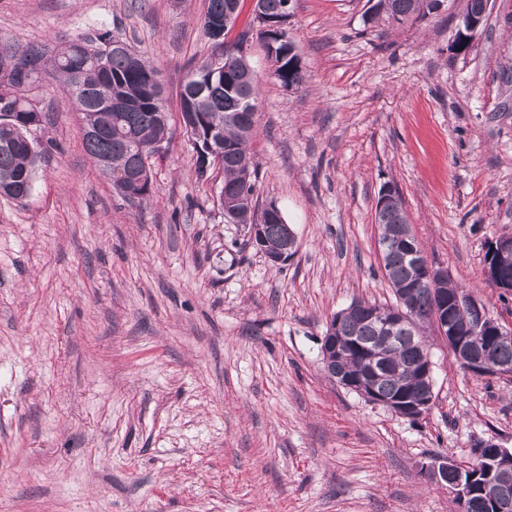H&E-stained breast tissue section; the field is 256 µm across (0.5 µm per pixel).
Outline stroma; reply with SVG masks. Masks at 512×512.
<instances>
[{
  "label": "stroma",
  "mask_w": 512,
  "mask_h": 512,
  "mask_svg": "<svg viewBox=\"0 0 512 512\" xmlns=\"http://www.w3.org/2000/svg\"><path fill=\"white\" fill-rule=\"evenodd\" d=\"M206 5L0 0V37L20 47L101 28L130 42L172 129L131 205L84 151L79 113L42 91L33 190L0 196V512H457L421 466L470 461L477 437L512 448V376L464 371L426 328L433 403L412 421L330 379L321 340L352 301L395 302L375 221L389 183L429 262L512 325V293L482 276L512 235V0L460 55L465 0L401 25L364 24L368 0H294L296 89L241 0L225 39L248 32L261 80L256 194L297 238L276 266L225 223L223 172L198 179L179 123L186 73L217 51ZM295 55V56H294ZM292 56H294L290 66L295 70V71H298V72H302V67H301V62H300V58L298 56V54L296 53L295 50H292L289 52L288 54V59L291 58ZM285 60L284 63L283 61H281L280 63H277L275 60H274V55L272 57V61L274 63V66L275 68H277L279 65H282L279 67V70L277 71V74L274 75L278 81H280V83L282 84H285V83H289V81H293V82H296L297 83V87L303 85L306 81V76L305 74L303 73L302 75L298 76L294 73H292L289 68H288V65L290 63V60Z\"/></svg>",
  "instance_id": "1"
}]
</instances>
